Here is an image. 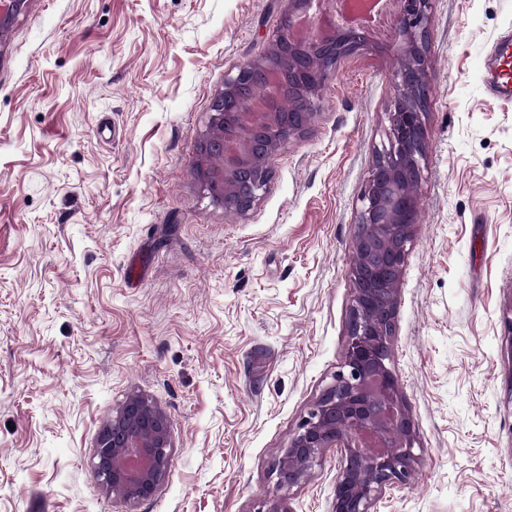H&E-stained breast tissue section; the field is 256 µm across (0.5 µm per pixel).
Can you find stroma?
<instances>
[{
	"label": "stroma",
	"mask_w": 512,
	"mask_h": 512,
	"mask_svg": "<svg viewBox=\"0 0 512 512\" xmlns=\"http://www.w3.org/2000/svg\"><path fill=\"white\" fill-rule=\"evenodd\" d=\"M287 0H29L0 43V512H259L343 361L357 213L398 55L341 61L258 200L195 176L210 106ZM512 0H437L428 153L391 340L418 429L377 512H512V100L482 60ZM171 459L136 506L90 466L129 394ZM329 452L286 500L330 512Z\"/></svg>",
	"instance_id": "35a3bbf8"
}]
</instances>
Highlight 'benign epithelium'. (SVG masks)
I'll return each mask as SVG.
<instances>
[{
	"instance_id": "benign-epithelium-1",
	"label": "benign epithelium",
	"mask_w": 512,
	"mask_h": 512,
	"mask_svg": "<svg viewBox=\"0 0 512 512\" xmlns=\"http://www.w3.org/2000/svg\"><path fill=\"white\" fill-rule=\"evenodd\" d=\"M436 0H399L391 38L400 59L392 74L387 144L375 151L361 195L352 268L348 336L334 383L313 404L273 467L276 486L304 484L324 455H340L331 512H374L386 488L406 483L419 461L417 430L389 367L399 286L419 208L427 153L430 22ZM318 4L321 23L336 26L333 0H288V16ZM28 0H0V40ZM349 27L321 42H297L282 28L267 54L224 77L211 103L210 130L198 147L197 180L224 211L244 213L267 183L268 161L310 123L338 64L367 47ZM318 50L322 63L309 53ZM278 79L264 95L255 85ZM292 108L285 109L284 101ZM171 424L165 410L133 393L99 431L92 468L101 486L133 506L150 499L165 478Z\"/></svg>"
}]
</instances>
